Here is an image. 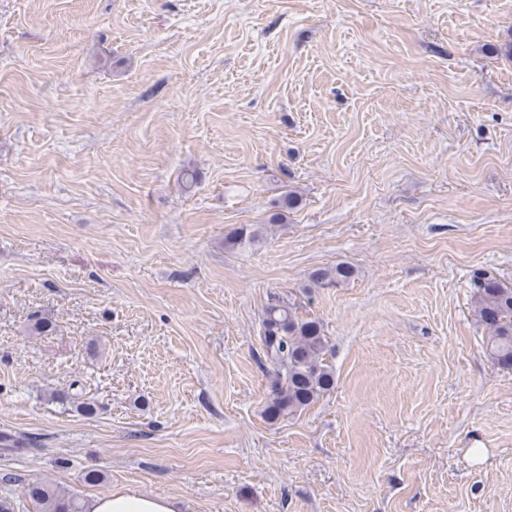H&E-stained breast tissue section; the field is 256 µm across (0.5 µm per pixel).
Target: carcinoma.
<instances>
[{
    "label": "carcinoma",
    "instance_id": "obj_1",
    "mask_svg": "<svg viewBox=\"0 0 512 512\" xmlns=\"http://www.w3.org/2000/svg\"><path fill=\"white\" fill-rule=\"evenodd\" d=\"M352 268L340 263L312 274L316 286H334L349 280ZM474 312L488 329L487 351L504 369H512V286L486 273L473 276ZM260 341L274 368L264 413L269 419L302 411L315 404L335 383L326 363L328 342L319 321L298 315L295 303L272 298L263 309ZM24 496L41 512H82L79 499L43 481L24 485Z\"/></svg>",
    "mask_w": 512,
    "mask_h": 512
}]
</instances>
